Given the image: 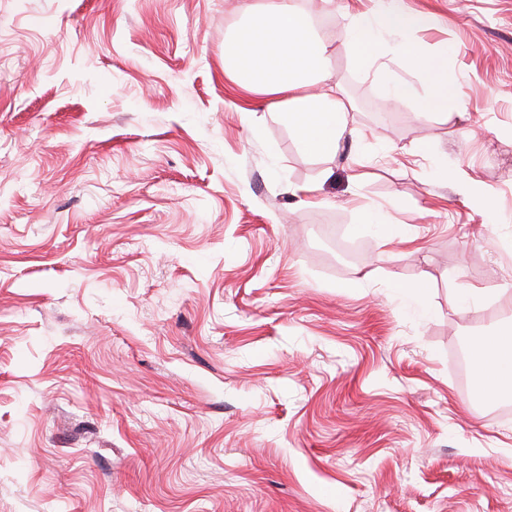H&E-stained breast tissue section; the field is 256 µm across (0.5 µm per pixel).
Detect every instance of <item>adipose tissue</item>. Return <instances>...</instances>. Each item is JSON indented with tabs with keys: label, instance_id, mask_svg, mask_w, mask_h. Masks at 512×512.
Masks as SVG:
<instances>
[{
	"label": "adipose tissue",
	"instance_id": "adipose-tissue-1",
	"mask_svg": "<svg viewBox=\"0 0 512 512\" xmlns=\"http://www.w3.org/2000/svg\"><path fill=\"white\" fill-rule=\"evenodd\" d=\"M245 13L246 22L224 41L225 73L269 99L310 151L335 154L346 125V103L328 83L332 50L311 14L295 0H248ZM425 23L424 16L393 7L357 20L346 32L364 64L381 48L384 34L398 36V52L428 86L426 97L417 104L422 115L446 110L452 95L447 57L429 54L411 39ZM472 352L481 393L498 394L505 382H512V327L477 339Z\"/></svg>",
	"mask_w": 512,
	"mask_h": 512
}]
</instances>
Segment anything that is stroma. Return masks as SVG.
Listing matches in <instances>:
<instances>
[{"mask_svg":"<svg viewBox=\"0 0 512 512\" xmlns=\"http://www.w3.org/2000/svg\"><path fill=\"white\" fill-rule=\"evenodd\" d=\"M245 3L0 0V512H512V410L449 364L512 325V0H298L329 157L225 75ZM392 6L446 111L346 40Z\"/></svg>","mask_w":512,"mask_h":512,"instance_id":"35a3bbf8","label":"stroma"}]
</instances>
